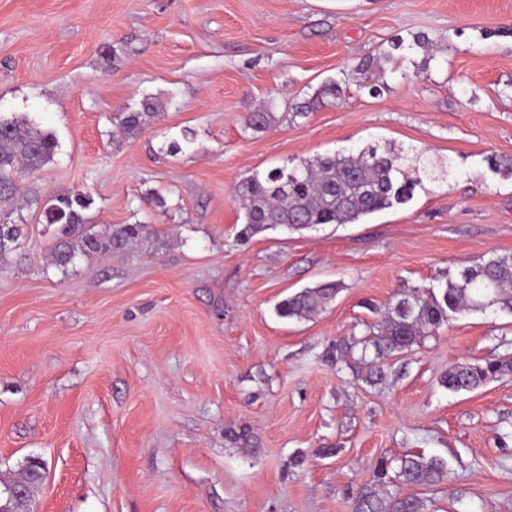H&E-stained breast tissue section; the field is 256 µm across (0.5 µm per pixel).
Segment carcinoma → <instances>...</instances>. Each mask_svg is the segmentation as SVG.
Masks as SVG:
<instances>
[{"instance_id": "1", "label": "carcinoma", "mask_w": 512, "mask_h": 512, "mask_svg": "<svg viewBox=\"0 0 512 512\" xmlns=\"http://www.w3.org/2000/svg\"><path fill=\"white\" fill-rule=\"evenodd\" d=\"M428 39L416 36L413 43L394 38L379 48V54L364 59L358 70L365 76L362 87L376 90L375 72L380 62L404 58L413 47ZM342 93L336 81L322 83L300 106L311 112L329 105ZM154 117L152 112H120L115 116L120 131L137 135ZM55 136L24 115L0 116V201L25 194L17 178L38 171L53 160ZM422 184L417 168L406 164L401 153L388 146L369 144L358 152L316 155L290 169L274 168L262 177L251 176L237 187L236 197L244 211L241 234L251 236L279 226L301 230L319 224H356L382 210L408 204ZM94 199L83 192L52 196L48 204L59 208L61 220L54 224L48 251L55 267L67 270L80 255L122 250L154 233L150 224H118L99 233L86 223L83 212ZM23 225L0 217V264L16 251ZM340 291V283L328 281L304 288L281 300L276 312L284 319L308 320L322 311ZM495 308L512 315V256H495L464 268L458 278L447 281L436 293L431 288L402 286L391 296L380 322L367 325L368 334L336 340V362L349 363L356 347L358 362H368L364 380L378 381L381 364L419 346L455 315ZM512 379V358L480 359L451 366L442 384L452 392H472L491 382ZM447 463L436 457L406 455L393 460L380 458L373 481L347 489L351 512H427L426 501L417 495H402L398 484L433 485L448 478Z\"/></svg>"}]
</instances>
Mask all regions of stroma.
Instances as JSON below:
<instances>
[{
    "mask_svg": "<svg viewBox=\"0 0 512 512\" xmlns=\"http://www.w3.org/2000/svg\"><path fill=\"white\" fill-rule=\"evenodd\" d=\"M417 35L433 54L359 90L363 58ZM330 79L344 96L295 114ZM146 100L157 117L120 134L115 113ZM261 105L271 123L246 128ZM14 114L58 142L24 180L33 194L90 193L102 231L155 228L64 272L39 211L13 203L0 478L44 460L37 512H350L346 489L406 454L448 464V481L407 488L431 512H512V383H441L512 355V315L455 316L372 385L329 358L398 286L438 290L512 255V174L489 168L512 158V0H0V115ZM371 142L448 171L357 224L239 239L244 179ZM325 281L342 289L313 319L275 315ZM512 379V358L480 359L451 366L442 384L452 392H472L491 382Z\"/></svg>",
    "mask_w": 512,
    "mask_h": 512,
    "instance_id": "1",
    "label": "stroma"
}]
</instances>
